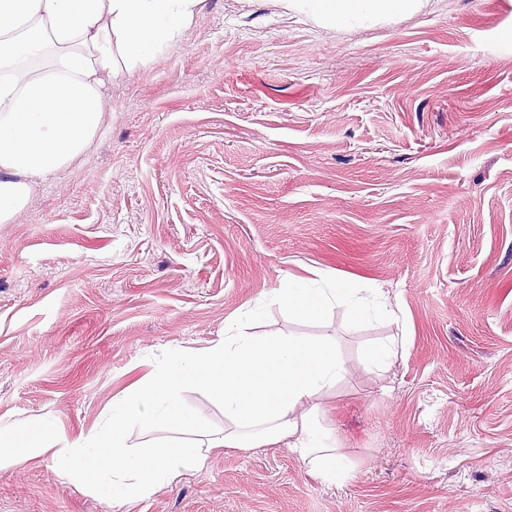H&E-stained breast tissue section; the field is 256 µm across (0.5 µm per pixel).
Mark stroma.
<instances>
[{"label": "stroma", "instance_id": "35a3bbf8", "mask_svg": "<svg viewBox=\"0 0 512 512\" xmlns=\"http://www.w3.org/2000/svg\"><path fill=\"white\" fill-rule=\"evenodd\" d=\"M397 298V321L290 316L286 275ZM246 332L330 336L324 485L287 448H227L130 512H512V0H426L359 30L206 0L103 126L0 224V427L90 431L157 355ZM406 334L382 375L367 351ZM0 512H110L34 459Z\"/></svg>", "mask_w": 512, "mask_h": 512}]
</instances>
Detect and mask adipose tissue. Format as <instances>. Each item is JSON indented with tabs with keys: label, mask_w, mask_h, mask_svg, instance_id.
Returning <instances> with one entry per match:
<instances>
[{
	"label": "adipose tissue",
	"mask_w": 512,
	"mask_h": 512,
	"mask_svg": "<svg viewBox=\"0 0 512 512\" xmlns=\"http://www.w3.org/2000/svg\"><path fill=\"white\" fill-rule=\"evenodd\" d=\"M284 10L323 26L356 28L421 10L423 0H280ZM204 0H0V224L13 223L38 187L93 142L103 121V89L116 60L145 65L203 11ZM276 300L311 316L341 305L359 319L395 318L388 292L285 276ZM347 367L326 337L271 330L246 333L226 322L200 349L178 348L113 397L103 424L75 436L41 419L0 432V469L43 458L60 477L113 512L149 499L215 448L285 445L308 460L322 483L344 484L352 462L339 448L322 398ZM202 390L224 407L222 433H206L184 404ZM139 426L177 428L175 443L131 444Z\"/></svg>",
	"instance_id": "ef3b65f1"
}]
</instances>
